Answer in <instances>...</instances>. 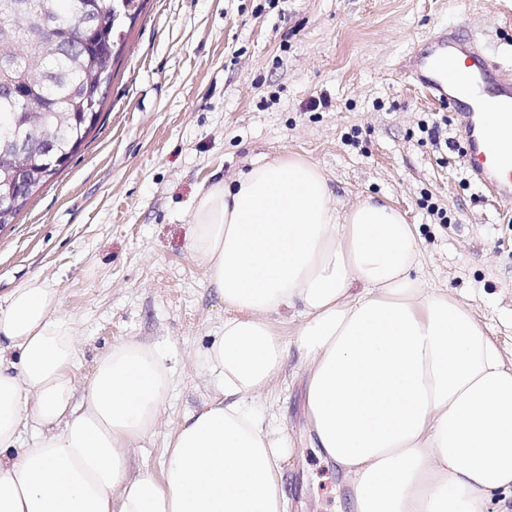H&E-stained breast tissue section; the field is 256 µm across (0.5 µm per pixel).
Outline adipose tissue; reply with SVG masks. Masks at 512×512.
I'll return each mask as SVG.
<instances>
[{
	"label": "adipose tissue",
	"mask_w": 512,
	"mask_h": 512,
	"mask_svg": "<svg viewBox=\"0 0 512 512\" xmlns=\"http://www.w3.org/2000/svg\"><path fill=\"white\" fill-rule=\"evenodd\" d=\"M189 249L231 314L202 353L222 400L165 444L162 478L132 475L171 385L163 357L113 344L84 387L70 322L43 275L0 303V512H286L283 431L245 406L282 373L269 315L297 310L310 431L354 512H486L512 500V363L469 306L425 290L412 225L335 197L298 155L253 163L196 200ZM34 447L17 440L28 424Z\"/></svg>",
	"instance_id": "ef3b65f1"
}]
</instances>
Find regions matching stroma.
<instances>
[{"mask_svg": "<svg viewBox=\"0 0 512 512\" xmlns=\"http://www.w3.org/2000/svg\"><path fill=\"white\" fill-rule=\"evenodd\" d=\"M441 27L477 36L512 78V0H146L97 130L0 228V301L32 274L56 282L58 315L77 334V387L115 343L163 356L173 388L130 450L134 473L161 477L167 436L222 395L199 357L225 310L189 249L190 217L201 191L257 159L301 155L344 202L373 196L404 213L421 287L469 305L512 361V212L463 169L448 111L398 68ZM432 122L436 145L421 131ZM270 321L290 345L284 370L246 404L290 439L287 512H351L308 430L300 319Z\"/></svg>", "mask_w": 512, "mask_h": 512, "instance_id": "35a3bbf8", "label": "stroma"}]
</instances>
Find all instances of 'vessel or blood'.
<instances>
[{
    "label": "vessel or blood",
    "mask_w": 512,
    "mask_h": 512,
    "mask_svg": "<svg viewBox=\"0 0 512 512\" xmlns=\"http://www.w3.org/2000/svg\"><path fill=\"white\" fill-rule=\"evenodd\" d=\"M414 84L452 114L462 163L498 206L512 207V144L494 129L512 125V79L474 37L446 29L419 38L402 67Z\"/></svg>",
    "instance_id": "1"
}]
</instances>
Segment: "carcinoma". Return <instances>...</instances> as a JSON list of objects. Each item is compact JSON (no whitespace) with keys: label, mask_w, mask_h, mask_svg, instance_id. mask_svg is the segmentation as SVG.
<instances>
[{"label":"carcinoma","mask_w":512,"mask_h":512,"mask_svg":"<svg viewBox=\"0 0 512 512\" xmlns=\"http://www.w3.org/2000/svg\"><path fill=\"white\" fill-rule=\"evenodd\" d=\"M141 0H5L0 13V193L25 177L23 205L59 174L96 130L121 55V26L135 23ZM51 17L52 40L39 35ZM80 33L84 43L73 44Z\"/></svg>","instance_id":"carcinoma-1"}]
</instances>
